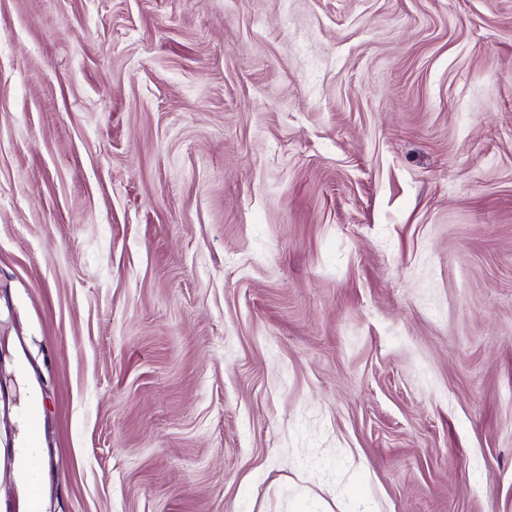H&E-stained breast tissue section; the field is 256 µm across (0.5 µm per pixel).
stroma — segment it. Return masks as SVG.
<instances>
[{"mask_svg":"<svg viewBox=\"0 0 512 512\" xmlns=\"http://www.w3.org/2000/svg\"><path fill=\"white\" fill-rule=\"evenodd\" d=\"M512 512V0H0V501ZM24 431L18 440V448H29L20 450L16 463L26 470L29 479V490L22 499V511L19 512H41L42 502L39 483V462L33 448H42V440L45 428V419L42 416L39 404V394L30 393L26 405L22 411Z\"/></svg>","mask_w":512,"mask_h":512,"instance_id":"35a3bbf8","label":"stroma"}]
</instances>
